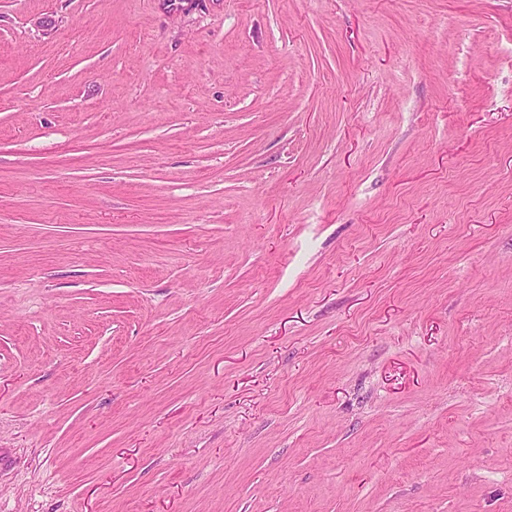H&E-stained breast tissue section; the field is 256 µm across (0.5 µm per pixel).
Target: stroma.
Returning <instances> with one entry per match:
<instances>
[{"label":"stroma","instance_id":"stroma-1","mask_svg":"<svg viewBox=\"0 0 512 512\" xmlns=\"http://www.w3.org/2000/svg\"><path fill=\"white\" fill-rule=\"evenodd\" d=\"M0 512H512V0H0Z\"/></svg>","mask_w":512,"mask_h":512}]
</instances>
